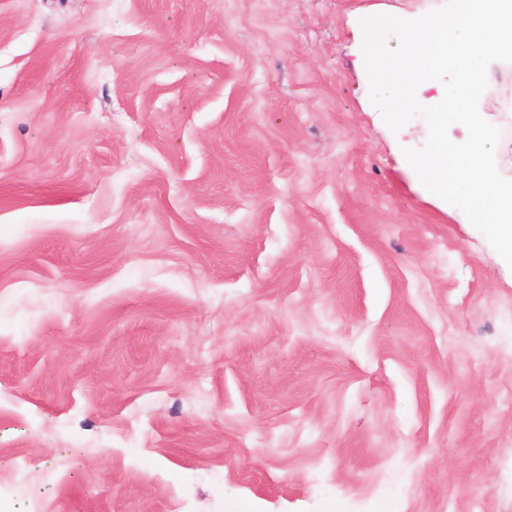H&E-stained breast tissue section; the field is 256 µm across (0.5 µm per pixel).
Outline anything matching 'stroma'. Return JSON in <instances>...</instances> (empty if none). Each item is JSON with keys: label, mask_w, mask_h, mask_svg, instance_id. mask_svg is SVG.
<instances>
[{"label": "stroma", "mask_w": 512, "mask_h": 512, "mask_svg": "<svg viewBox=\"0 0 512 512\" xmlns=\"http://www.w3.org/2000/svg\"><path fill=\"white\" fill-rule=\"evenodd\" d=\"M444 4L0 0V512H512V268L357 64Z\"/></svg>", "instance_id": "obj_1"}]
</instances>
